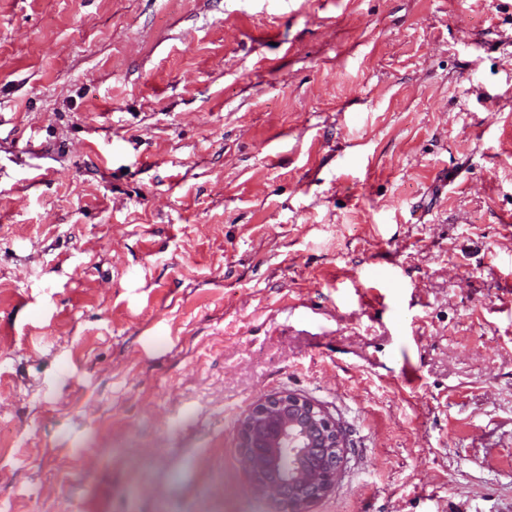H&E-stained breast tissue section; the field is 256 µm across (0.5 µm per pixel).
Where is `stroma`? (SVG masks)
Masks as SVG:
<instances>
[{
  "label": "stroma",
  "instance_id": "1",
  "mask_svg": "<svg viewBox=\"0 0 512 512\" xmlns=\"http://www.w3.org/2000/svg\"><path fill=\"white\" fill-rule=\"evenodd\" d=\"M512 512V0H0V512ZM238 441L252 484L277 491L285 512H311L335 485L347 448L336 421L293 392L255 403L240 421Z\"/></svg>",
  "mask_w": 512,
  "mask_h": 512
}]
</instances>
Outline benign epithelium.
<instances>
[{"label":"benign epithelium","mask_w":512,"mask_h":512,"mask_svg":"<svg viewBox=\"0 0 512 512\" xmlns=\"http://www.w3.org/2000/svg\"><path fill=\"white\" fill-rule=\"evenodd\" d=\"M238 441L252 484L277 491L285 512H311L335 485L346 451L336 421L293 392L255 403L240 421Z\"/></svg>","instance_id":"7a95c632"}]
</instances>
